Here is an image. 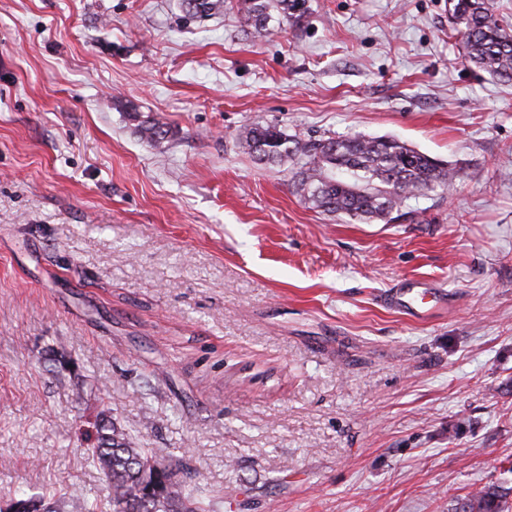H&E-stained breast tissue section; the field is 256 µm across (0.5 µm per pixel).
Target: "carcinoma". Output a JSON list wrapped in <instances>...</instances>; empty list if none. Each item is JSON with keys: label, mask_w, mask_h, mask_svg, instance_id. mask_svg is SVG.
<instances>
[{"label": "carcinoma", "mask_w": 512, "mask_h": 512, "mask_svg": "<svg viewBox=\"0 0 512 512\" xmlns=\"http://www.w3.org/2000/svg\"><path fill=\"white\" fill-rule=\"evenodd\" d=\"M226 0H182L183 8L199 17L224 11ZM237 12L261 36L269 32L271 12L288 21L301 17L306 0H236ZM448 14L460 37L463 59L490 76L512 82V31L497 18L491 0H448ZM136 132L159 141L173 134L160 117L140 119ZM238 147L259 162L295 167L297 192L307 202L338 218L371 224L399 219L403 204L427 192L451 191L460 170L391 137L328 136L303 139L274 124L246 127ZM96 442L88 449L94 466L110 489L109 512H207L196 496L197 486L180 477L181 461L158 458L118 428L106 415L97 418ZM460 512H504L492 487L470 491L461 498Z\"/></svg>", "instance_id": "1"}]
</instances>
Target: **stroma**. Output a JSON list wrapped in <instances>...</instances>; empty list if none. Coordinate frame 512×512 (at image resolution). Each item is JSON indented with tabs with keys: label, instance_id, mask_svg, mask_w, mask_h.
Here are the masks:
<instances>
[{
	"label": "stroma",
	"instance_id": "stroma-1",
	"mask_svg": "<svg viewBox=\"0 0 512 512\" xmlns=\"http://www.w3.org/2000/svg\"><path fill=\"white\" fill-rule=\"evenodd\" d=\"M445 2L308 0L261 39L181 0H0V505L106 500L102 412L212 512L512 508V83ZM256 121L463 179L348 223L240 152ZM410 280L451 309L382 304ZM132 120L137 121L136 132L142 139L150 141H159L168 138L173 131L166 121L160 117L147 116L141 120L139 113H132ZM500 496L492 487H482L470 491L463 496L456 511L461 512H504V506L499 500ZM460 509V510H459Z\"/></svg>",
	"mask_w": 512,
	"mask_h": 512
}]
</instances>
